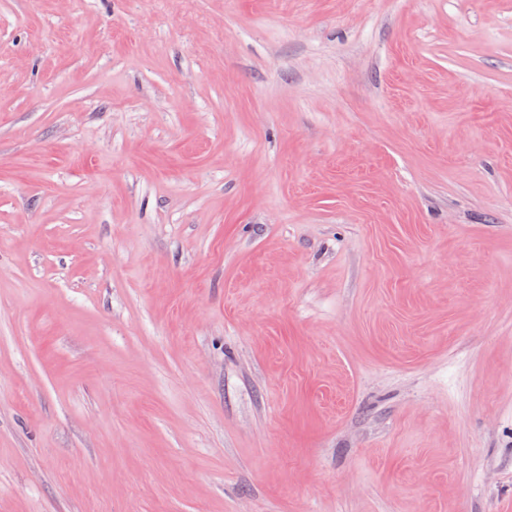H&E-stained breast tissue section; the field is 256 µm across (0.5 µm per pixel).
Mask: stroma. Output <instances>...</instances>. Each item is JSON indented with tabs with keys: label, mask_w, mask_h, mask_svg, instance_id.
<instances>
[{
	"label": "stroma",
	"mask_w": 512,
	"mask_h": 512,
	"mask_svg": "<svg viewBox=\"0 0 512 512\" xmlns=\"http://www.w3.org/2000/svg\"><path fill=\"white\" fill-rule=\"evenodd\" d=\"M512 506V0H0V512Z\"/></svg>",
	"instance_id": "35a3bbf8"
}]
</instances>
